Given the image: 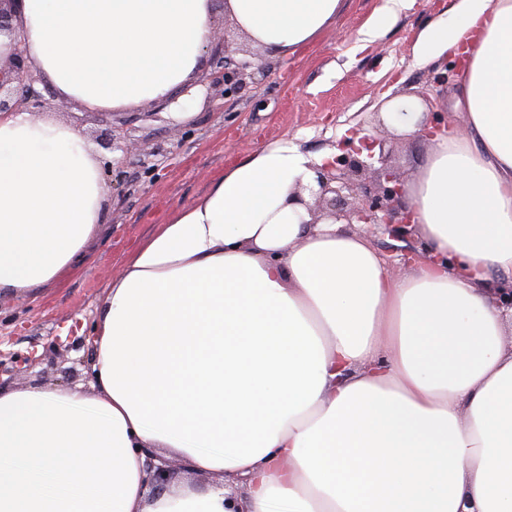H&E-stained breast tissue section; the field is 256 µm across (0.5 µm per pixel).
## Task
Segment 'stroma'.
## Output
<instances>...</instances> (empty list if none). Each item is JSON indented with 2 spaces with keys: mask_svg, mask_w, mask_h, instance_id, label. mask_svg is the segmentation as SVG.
I'll return each instance as SVG.
<instances>
[{
  "mask_svg": "<svg viewBox=\"0 0 512 512\" xmlns=\"http://www.w3.org/2000/svg\"><path fill=\"white\" fill-rule=\"evenodd\" d=\"M380 0H343L335 23L312 45L278 59L257 52L268 70L258 85L205 103L194 125L165 116L147 118L142 108L92 113L60 98L47 99L43 116L67 122L95 142L104 129L136 139L138 155L98 149L104 163L105 217L73 273L62 283L0 296V388L38 385L91 390L93 348L87 342L106 288L127 254L156 225L201 197L226 166L246 159L261 144L288 139L311 155L334 152L353 134L386 139L393 164L414 173L430 142L396 137L377 119L386 94L446 100L454 81L436 82V67L414 59L421 32L450 0H416L414 8L368 47L357 34ZM37 352V363L23 359Z\"/></svg>",
  "mask_w": 512,
  "mask_h": 512,
  "instance_id": "35a3bbf8",
  "label": "stroma"
}]
</instances>
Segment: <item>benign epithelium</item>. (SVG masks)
<instances>
[{
  "mask_svg": "<svg viewBox=\"0 0 512 512\" xmlns=\"http://www.w3.org/2000/svg\"><path fill=\"white\" fill-rule=\"evenodd\" d=\"M21 0H0V31L12 29L16 6ZM214 48L209 57V69L200 86L205 98L216 92L225 97L238 94L246 79L259 82L257 75L263 69L246 57L238 56L240 48L223 35H214ZM48 86L26 65L20 49H15L9 70L0 69V113L20 108L30 113L40 111ZM105 149L119 150L128 157L139 153L136 141L116 138L113 132L100 140ZM383 147L373 138L354 145L353 139L344 140L340 154L315 167L318 191L308 205L313 223L331 220L335 224H364L372 232L382 231L396 239L412 236L414 225L404 202L407 175L387 164ZM175 475V468L165 464H149V488L155 494L163 491Z\"/></svg>",
  "mask_w": 512,
  "mask_h": 512,
  "instance_id": "obj_1",
  "label": "benign epithelium"
}]
</instances>
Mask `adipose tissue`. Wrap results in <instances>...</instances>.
Returning a JSON list of instances; mask_svg holds the SVG:
<instances>
[{"label":"adipose tissue","instance_id":"1","mask_svg":"<svg viewBox=\"0 0 512 512\" xmlns=\"http://www.w3.org/2000/svg\"><path fill=\"white\" fill-rule=\"evenodd\" d=\"M341 0H224L265 53L317 40ZM0 33L56 93L93 112L188 90L212 0H22ZM415 56L462 57L406 183L431 257L402 276L360 233L315 224V158L257 146L157 225L106 289L94 393L0 389V512H512V0H453ZM409 135V98L382 107ZM104 207L103 163L71 125L0 115V293L63 281ZM230 476L242 497L151 494L146 450Z\"/></svg>","mask_w":512,"mask_h":512}]
</instances>
